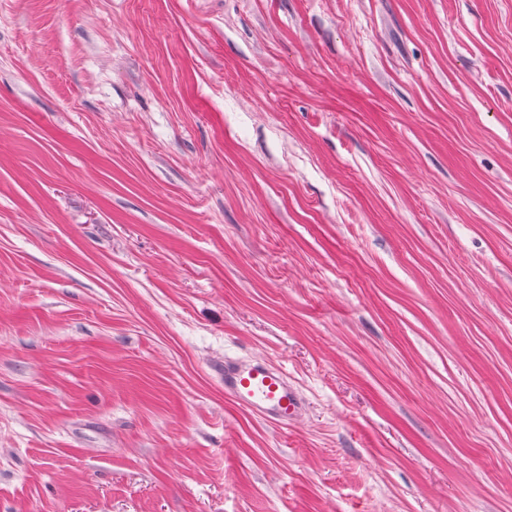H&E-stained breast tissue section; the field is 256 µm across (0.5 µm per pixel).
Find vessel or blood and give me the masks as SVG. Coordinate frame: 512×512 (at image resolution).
<instances>
[{"instance_id": "b4317fda", "label": "vessel or blood", "mask_w": 512, "mask_h": 512, "mask_svg": "<svg viewBox=\"0 0 512 512\" xmlns=\"http://www.w3.org/2000/svg\"><path fill=\"white\" fill-rule=\"evenodd\" d=\"M216 375L226 397L268 424L288 426L305 410L302 395L285 372L263 360L228 356Z\"/></svg>"}]
</instances>
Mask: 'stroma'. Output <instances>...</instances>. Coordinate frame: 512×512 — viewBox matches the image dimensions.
<instances>
[{
	"label": "stroma",
	"instance_id": "stroma-1",
	"mask_svg": "<svg viewBox=\"0 0 512 512\" xmlns=\"http://www.w3.org/2000/svg\"><path fill=\"white\" fill-rule=\"evenodd\" d=\"M0 512H512V0H0ZM216 375L226 397L268 424L288 427L305 411L302 395L285 372L263 360L227 356Z\"/></svg>",
	"mask_w": 512,
	"mask_h": 512
}]
</instances>
